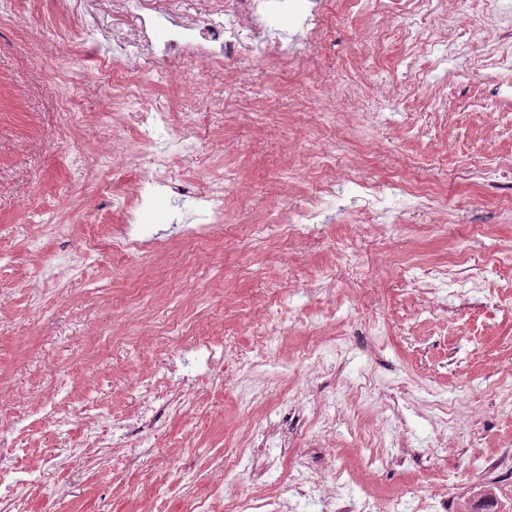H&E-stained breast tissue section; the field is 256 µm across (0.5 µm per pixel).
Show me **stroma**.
<instances>
[{
    "label": "stroma",
    "instance_id": "stroma-1",
    "mask_svg": "<svg viewBox=\"0 0 512 512\" xmlns=\"http://www.w3.org/2000/svg\"><path fill=\"white\" fill-rule=\"evenodd\" d=\"M446 29L476 52L448 60L446 84L421 46L400 32L413 21L432 37L411 0H393L390 18L364 9L330 30L304 60L254 64L225 60L220 71L172 57L146 71L152 93L172 111L193 104L197 82L223 127L203 142L210 155L174 152L180 183L203 168L230 172V201L262 225L260 249L238 254L214 230L199 245L178 228L202 221V202L163 191L141 215L158 242L134 256L112 252L123 217L114 194L132 190L139 172L124 165L130 142L112 137V104L95 78L112 44L82 30L62 0H0V463L52 469L55 490L28 496L26 512H226L229 499L276 489L240 468L223 477L224 451L247 438L238 386L255 398V417L277 427L280 469H343L352 496L402 493L415 503L427 479L449 474L447 512L479 502L480 459L512 456V406L490 391L512 375V268L462 302L424 270L451 266L455 279L498 250H512V69L485 70L480 55H512L490 38L482 0H447ZM85 47L78 110L58 108L60 89L43 75L58 46ZM277 98L269 124L250 98L224 90L225 72ZM387 95L379 122L369 99ZM335 147V194L312 234L283 237L273 217L301 211L322 194L321 151ZM504 160L491 187L449 185L448 175L480 161ZM448 194L426 211L396 188L397 165ZM373 184L396 219L376 223L361 211V184ZM55 225L46 232L45 222ZM371 232H363V225ZM345 245L359 273L330 276ZM194 282L175 278L176 267ZM273 326L275 336L256 335ZM334 341L321 364L304 359ZM223 352L207 380L188 382L185 413L141 419L135 382L199 344ZM54 399V421L21 425L20 407ZM105 415L123 447L93 456L66 451L89 406ZM325 410L332 436L305 439L300 418ZM404 438L396 466L370 464V437Z\"/></svg>",
    "mask_w": 512,
    "mask_h": 512
}]
</instances>
